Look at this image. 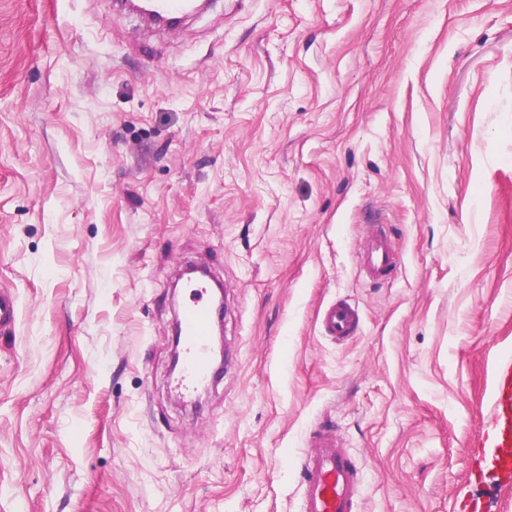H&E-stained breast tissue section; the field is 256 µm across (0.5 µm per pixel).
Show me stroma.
<instances>
[{"instance_id": "obj_1", "label": "stroma", "mask_w": 512, "mask_h": 512, "mask_svg": "<svg viewBox=\"0 0 512 512\" xmlns=\"http://www.w3.org/2000/svg\"><path fill=\"white\" fill-rule=\"evenodd\" d=\"M189 265L226 289L198 405ZM2 290L0 512H302L318 425L356 512H512L471 475L512 353V0H211L173 31L0 0ZM359 262L368 279L380 282L396 270L399 257L385 232L374 230L367 237ZM359 318L352 305L343 299L331 302L320 318L322 332L335 339H346L354 336L358 328Z\"/></svg>"}]
</instances>
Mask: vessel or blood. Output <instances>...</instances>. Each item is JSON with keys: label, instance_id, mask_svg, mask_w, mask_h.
<instances>
[{"label": "vessel or blood", "instance_id": "1", "mask_svg": "<svg viewBox=\"0 0 512 512\" xmlns=\"http://www.w3.org/2000/svg\"><path fill=\"white\" fill-rule=\"evenodd\" d=\"M201 0H153L151 8L163 17L191 13ZM359 262L368 279L383 281L396 270L399 257L384 231L370 232ZM186 348L184 389H191L212 373L209 344L212 309L196 301L186 305L180 315ZM358 314L346 300L331 302L323 311L320 326L323 333L335 339L355 335ZM311 453L303 464V512H354L359 495L355 466L340 448L335 435L328 430H314L309 438ZM472 474L480 476L484 466H492L503 482L512 481V359H504L496 368L490 415L481 444L473 447Z\"/></svg>", "mask_w": 512, "mask_h": 512}]
</instances>
